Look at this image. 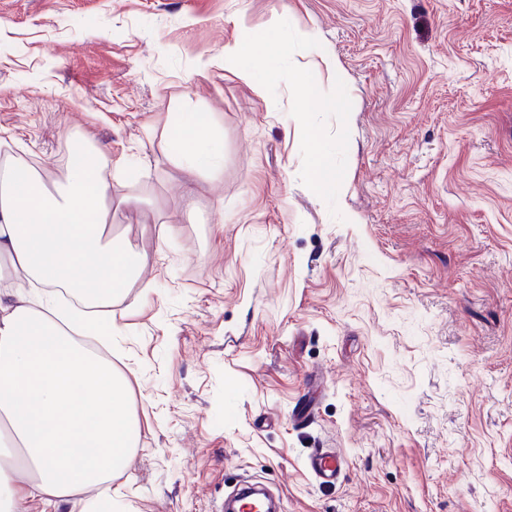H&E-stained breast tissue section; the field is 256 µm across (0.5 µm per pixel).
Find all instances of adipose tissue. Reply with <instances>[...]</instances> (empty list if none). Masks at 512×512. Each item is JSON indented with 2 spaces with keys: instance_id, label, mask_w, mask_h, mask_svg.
Segmentation results:
<instances>
[{
  "instance_id": "obj_1",
  "label": "adipose tissue",
  "mask_w": 512,
  "mask_h": 512,
  "mask_svg": "<svg viewBox=\"0 0 512 512\" xmlns=\"http://www.w3.org/2000/svg\"><path fill=\"white\" fill-rule=\"evenodd\" d=\"M224 57L237 76L269 96L278 57L250 63L243 43ZM333 78L322 94L313 74ZM299 98L323 96L347 109L344 71L336 56L318 53L291 73ZM171 163L186 172L182 196L193 202L197 179L222 170L224 145L203 112L179 113L167 132ZM102 152L83 138L71 150L66 185L49 190L37 172L0 162V512L32 500L68 512H103L111 495L86 491L111 485L138 440L127 380L85 350L75 332L102 330L95 310L111 306L145 267V253L105 231L115 198Z\"/></svg>"
}]
</instances>
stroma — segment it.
<instances>
[{
	"mask_svg": "<svg viewBox=\"0 0 512 512\" xmlns=\"http://www.w3.org/2000/svg\"><path fill=\"white\" fill-rule=\"evenodd\" d=\"M280 26L271 104L224 47L262 64ZM310 29L351 114L290 86ZM180 112L224 142L189 219ZM304 119L342 186L310 185ZM83 135L148 255L112 305L141 427L112 512H224L238 477L280 512H512V0H0V157L51 187ZM310 472L322 483H335L342 474L344 460L334 451L313 452L307 463Z\"/></svg>",
	"mask_w": 512,
	"mask_h": 512,
	"instance_id": "35a3bbf8",
	"label": "stroma"
}]
</instances>
